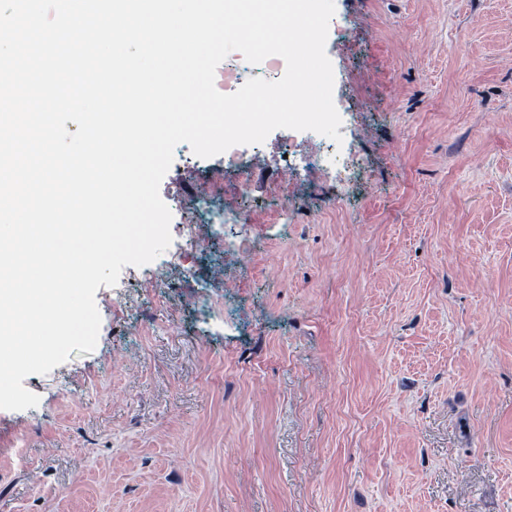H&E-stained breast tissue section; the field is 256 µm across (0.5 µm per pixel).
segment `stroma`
Masks as SVG:
<instances>
[{
	"mask_svg": "<svg viewBox=\"0 0 512 512\" xmlns=\"http://www.w3.org/2000/svg\"><path fill=\"white\" fill-rule=\"evenodd\" d=\"M334 4L358 176L288 170L282 129L235 167L178 144L163 201L253 188L197 239L213 311L173 272L117 308L151 263L100 286L94 350L0 410V512H512V0ZM285 70L234 52L215 86Z\"/></svg>",
	"mask_w": 512,
	"mask_h": 512,
	"instance_id": "stroma-1",
	"label": "stroma"
}]
</instances>
